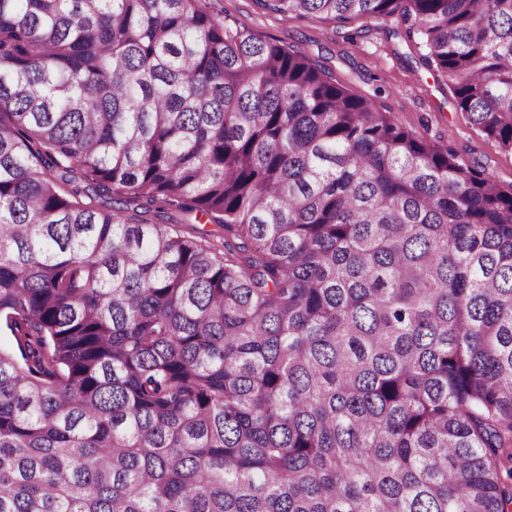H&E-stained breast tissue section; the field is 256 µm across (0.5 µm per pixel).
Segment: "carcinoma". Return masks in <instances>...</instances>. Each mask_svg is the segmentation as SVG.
Instances as JSON below:
<instances>
[{
    "label": "carcinoma",
    "instance_id": "1",
    "mask_svg": "<svg viewBox=\"0 0 512 512\" xmlns=\"http://www.w3.org/2000/svg\"><path fill=\"white\" fill-rule=\"evenodd\" d=\"M262 2L512 153V0ZM0 332V512H512V186L202 0H0Z\"/></svg>",
    "mask_w": 512,
    "mask_h": 512
}]
</instances>
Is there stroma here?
<instances>
[{
    "label": "stroma",
    "instance_id": "35a3bbf8",
    "mask_svg": "<svg viewBox=\"0 0 512 512\" xmlns=\"http://www.w3.org/2000/svg\"><path fill=\"white\" fill-rule=\"evenodd\" d=\"M205 9L231 26L297 49L319 62L352 94L369 96L382 86L378 102L405 126L442 146L502 186L512 185V155L473 126L458 109L446 76L430 69L423 50L405 29L391 34L311 18L282 15L259 0H203Z\"/></svg>",
    "mask_w": 512,
    "mask_h": 512
}]
</instances>
